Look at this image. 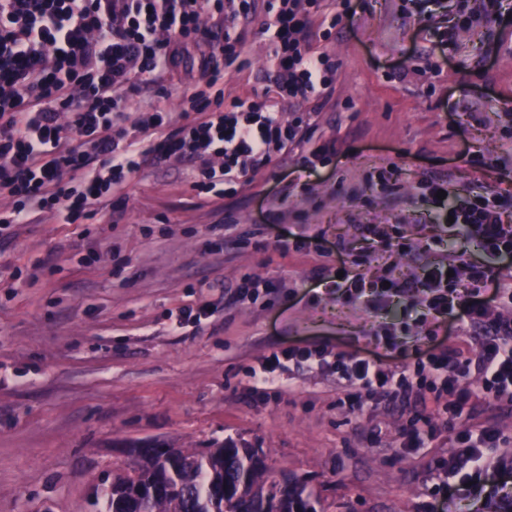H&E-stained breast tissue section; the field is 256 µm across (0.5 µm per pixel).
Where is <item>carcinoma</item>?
<instances>
[{"mask_svg":"<svg viewBox=\"0 0 512 512\" xmlns=\"http://www.w3.org/2000/svg\"><path fill=\"white\" fill-rule=\"evenodd\" d=\"M179 465L170 473L165 463L145 457L143 462L112 475L101 489L106 512H124L128 483L140 474L147 482L165 481L176 487L170 495L146 498L142 512H316L305 484L292 478L288 484L267 474L264 459H255L234 442L218 448H171Z\"/></svg>","mask_w":512,"mask_h":512,"instance_id":"carcinoma-1","label":"carcinoma"}]
</instances>
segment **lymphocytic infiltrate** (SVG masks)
<instances>
[{
  "mask_svg": "<svg viewBox=\"0 0 512 512\" xmlns=\"http://www.w3.org/2000/svg\"><path fill=\"white\" fill-rule=\"evenodd\" d=\"M297 3L278 0L264 24L273 32L278 89L304 99L328 86L330 66L313 52ZM255 12V0H0V198L13 202L0 210V228L53 218L77 224L106 205L120 223L127 189L152 159L198 160L194 187L220 197L225 186L267 168L274 154L309 145L307 123L285 122L273 104L224 101V74L245 53L238 22ZM189 67L197 78L179 126L150 107L134 130L125 128L128 103L144 86L166 77L158 86L169 95ZM144 136L149 146H141ZM448 213L479 248L512 266V225L488 200L465 199ZM446 273L428 272L427 305L441 315L457 308L476 333L475 357L444 347L389 370L375 354L275 350L250 368L252 392L268 395L284 372L307 369L335 375L355 391L361 410L405 407L421 394L432 410L411 419L406 445L416 447L441 426L456 430L458 452L444 468L466 490L512 444L492 422L497 407L512 405V317L481 299H455Z\"/></svg>",
  "mask_w": 512,
  "mask_h": 512,
  "instance_id": "1",
  "label": "lymphocytic infiltrate"
}]
</instances>
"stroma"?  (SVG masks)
I'll list each match as a JSON object with an SVG mask.
<instances>
[{"label":"stroma","mask_w":512,"mask_h":512,"mask_svg":"<svg viewBox=\"0 0 512 512\" xmlns=\"http://www.w3.org/2000/svg\"><path fill=\"white\" fill-rule=\"evenodd\" d=\"M262 22L244 25L248 51L224 76V100L305 115L314 143L336 144L311 176L294 179L307 154L294 148L236 193L207 198L195 162L171 158L133 180L121 223L107 207L0 243V512H104L96 492L135 449L229 439L304 481L319 512H486L483 493L434 489L453 434L407 448V410L350 412L334 376L307 370L254 399L248 370L270 350L311 345L377 350L393 367L431 348L428 329L471 353L456 321L427 317L421 294L349 299L332 248L346 247L350 274L368 282H414L451 261L459 289L473 288L470 265L491 259L444 223L447 204L428 187L494 196L512 219V179L494 167L512 139V0H323L310 27L331 83L300 103L269 78ZM285 187L287 206L272 207ZM364 224L379 226L383 246L362 240ZM288 234L311 248L281 252ZM246 276L258 296L231 303ZM204 304L201 325L172 329L170 314Z\"/></svg>","instance_id":"35a3bbf8"}]
</instances>
